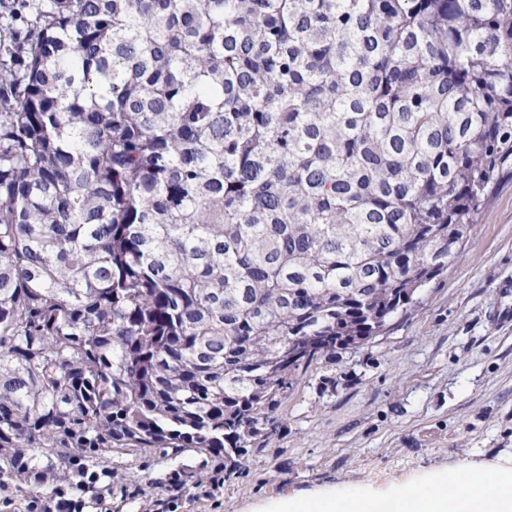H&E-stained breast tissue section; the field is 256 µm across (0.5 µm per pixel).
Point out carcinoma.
<instances>
[{
  "mask_svg": "<svg viewBox=\"0 0 512 512\" xmlns=\"http://www.w3.org/2000/svg\"><path fill=\"white\" fill-rule=\"evenodd\" d=\"M512 161V0H48L0 62V491L240 464Z\"/></svg>",
  "mask_w": 512,
  "mask_h": 512,
  "instance_id": "1",
  "label": "carcinoma"
}]
</instances>
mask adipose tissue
Returning <instances> with one entry per match:
<instances>
[{
  "mask_svg": "<svg viewBox=\"0 0 512 512\" xmlns=\"http://www.w3.org/2000/svg\"><path fill=\"white\" fill-rule=\"evenodd\" d=\"M261 512H512V473L438 474L422 487L384 497L302 494L270 501Z\"/></svg>",
  "mask_w": 512,
  "mask_h": 512,
  "instance_id": "adipose-tissue-1",
  "label": "adipose tissue"
}]
</instances>
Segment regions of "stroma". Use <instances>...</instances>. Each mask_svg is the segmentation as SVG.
I'll list each match as a JSON object with an SVG mask.
<instances>
[{
  "label": "stroma",
  "mask_w": 512,
  "mask_h": 512,
  "mask_svg": "<svg viewBox=\"0 0 512 512\" xmlns=\"http://www.w3.org/2000/svg\"><path fill=\"white\" fill-rule=\"evenodd\" d=\"M38 0H0V39L21 42ZM512 289V166L496 176L470 235L438 279L379 336L298 372L268 438L243 452L216 496L174 489L175 465L212 476L224 458L190 448L124 458L109 512H256L298 493L382 496L436 474L512 470V322L493 314Z\"/></svg>",
  "instance_id": "1"
}]
</instances>
